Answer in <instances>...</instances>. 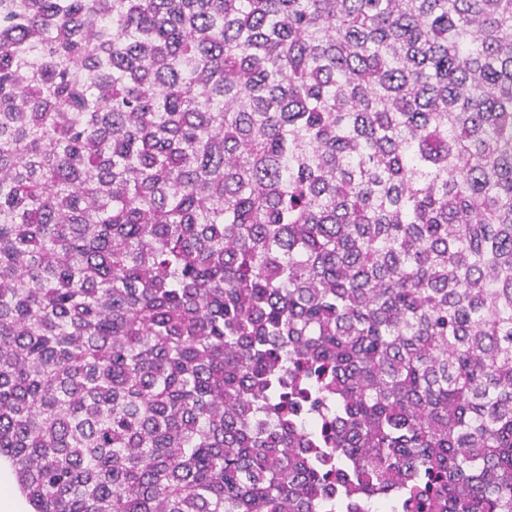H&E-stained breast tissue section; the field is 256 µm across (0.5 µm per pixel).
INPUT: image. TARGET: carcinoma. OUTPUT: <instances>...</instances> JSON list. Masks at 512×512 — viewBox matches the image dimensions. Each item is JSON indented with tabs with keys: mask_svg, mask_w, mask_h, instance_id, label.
<instances>
[{
	"mask_svg": "<svg viewBox=\"0 0 512 512\" xmlns=\"http://www.w3.org/2000/svg\"><path fill=\"white\" fill-rule=\"evenodd\" d=\"M1 455L35 512H512V0H0Z\"/></svg>",
	"mask_w": 512,
	"mask_h": 512,
	"instance_id": "cac0c4a2",
	"label": "carcinoma"
}]
</instances>
